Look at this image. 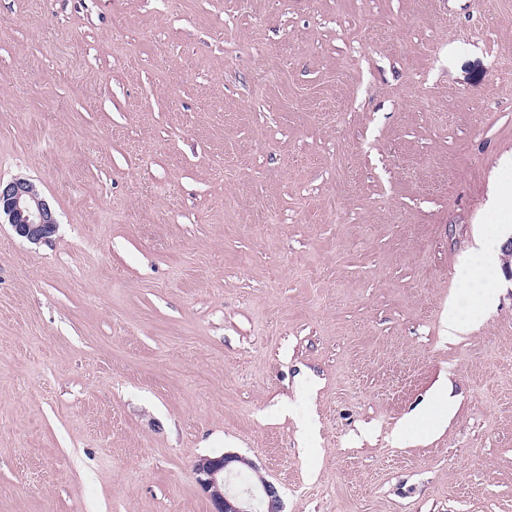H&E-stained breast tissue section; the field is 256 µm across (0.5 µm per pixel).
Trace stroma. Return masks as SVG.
I'll return each mask as SVG.
<instances>
[{
    "instance_id": "35a3bbf8",
    "label": "stroma",
    "mask_w": 512,
    "mask_h": 512,
    "mask_svg": "<svg viewBox=\"0 0 512 512\" xmlns=\"http://www.w3.org/2000/svg\"><path fill=\"white\" fill-rule=\"evenodd\" d=\"M0 512H512V0H0ZM443 432L410 428L439 383ZM10 224L17 236L38 244L56 233L58 215L36 185L23 177L0 180V223ZM499 225L503 224H488L478 235L477 248L474 252L480 256L482 263L471 271L469 278L463 281L459 288L474 312L485 310L494 300L496 288L493 286L489 270L495 254L491 251L490 244L499 237ZM244 469L254 473L255 481L241 487L235 478ZM194 474L209 496L213 512H283L278 488L261 475L252 460L237 453L201 456L195 461Z\"/></svg>"
}]
</instances>
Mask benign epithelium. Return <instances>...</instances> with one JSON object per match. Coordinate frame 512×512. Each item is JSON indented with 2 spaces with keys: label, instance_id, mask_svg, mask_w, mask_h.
I'll return each mask as SVG.
<instances>
[{
  "label": "benign epithelium",
  "instance_id": "benign-epithelium-1",
  "mask_svg": "<svg viewBox=\"0 0 512 512\" xmlns=\"http://www.w3.org/2000/svg\"><path fill=\"white\" fill-rule=\"evenodd\" d=\"M0 219L17 236L38 244L56 233L58 215L36 185L23 177L0 180ZM196 481L209 496L213 512H283L278 488L255 463L237 453L201 456L194 464Z\"/></svg>",
  "mask_w": 512,
  "mask_h": 512
}]
</instances>
